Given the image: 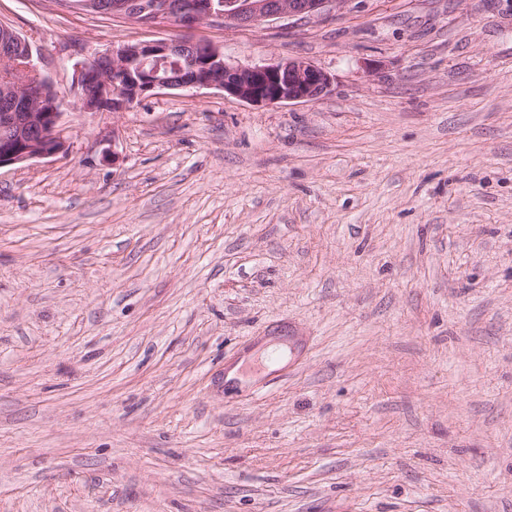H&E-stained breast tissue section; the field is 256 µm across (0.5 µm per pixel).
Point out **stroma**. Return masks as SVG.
Listing matches in <instances>:
<instances>
[{"label": "stroma", "instance_id": "1", "mask_svg": "<svg viewBox=\"0 0 512 512\" xmlns=\"http://www.w3.org/2000/svg\"><path fill=\"white\" fill-rule=\"evenodd\" d=\"M0 23L68 145L0 168V512H512V0L203 24L331 92L120 113L77 62L180 28Z\"/></svg>", "mask_w": 512, "mask_h": 512}]
</instances>
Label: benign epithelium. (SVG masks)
<instances>
[{
  "instance_id": "7a95c632",
  "label": "benign epithelium",
  "mask_w": 512,
  "mask_h": 512,
  "mask_svg": "<svg viewBox=\"0 0 512 512\" xmlns=\"http://www.w3.org/2000/svg\"><path fill=\"white\" fill-rule=\"evenodd\" d=\"M346 0H62L86 14H109L144 27L168 21L186 30L200 24L251 25L269 18L320 17ZM0 62L33 79L0 80V167L64 155L58 130L59 102L50 82L33 63L30 44L0 29ZM324 70L301 58L275 64L240 65L209 42L179 38L126 43L77 64L76 105L83 112L129 109L156 90L218 89L251 105L314 102L331 90Z\"/></svg>"
}]
</instances>
